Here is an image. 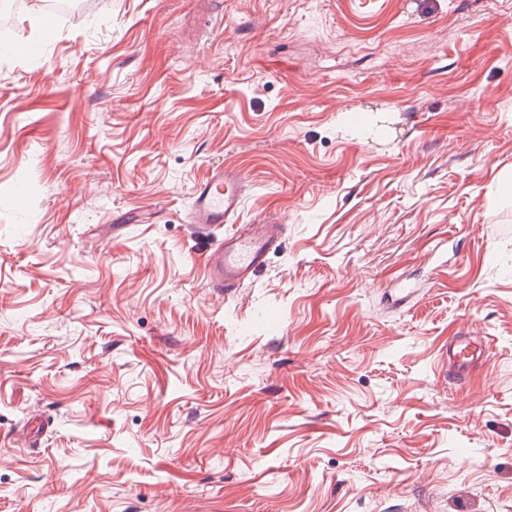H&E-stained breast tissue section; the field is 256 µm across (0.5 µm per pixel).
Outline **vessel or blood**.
<instances>
[{
  "label": "vessel or blood",
  "mask_w": 512,
  "mask_h": 512,
  "mask_svg": "<svg viewBox=\"0 0 512 512\" xmlns=\"http://www.w3.org/2000/svg\"><path fill=\"white\" fill-rule=\"evenodd\" d=\"M245 192V183L237 172L216 167L196 184L187 213L192 235L205 243L206 281L220 294L228 295L252 284L286 235L285 225L271 221L236 227ZM483 353L481 343L467 334L449 337V373L465 377Z\"/></svg>",
  "instance_id": "b4317fda"
}]
</instances>
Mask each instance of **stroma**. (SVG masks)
<instances>
[{
  "label": "stroma",
  "instance_id": "35a3bbf8",
  "mask_svg": "<svg viewBox=\"0 0 512 512\" xmlns=\"http://www.w3.org/2000/svg\"><path fill=\"white\" fill-rule=\"evenodd\" d=\"M77 2L0 12V512H512V0ZM245 192L237 172L218 166L196 184L187 213L192 235L205 243L202 256L207 284L221 295L252 284L281 247L287 231L284 224L266 221L245 224L242 230L232 225L231 231L223 233L224 224L236 223ZM482 344L465 333L448 338V373L463 378L483 358Z\"/></svg>",
  "mask_w": 512,
  "mask_h": 512
}]
</instances>
